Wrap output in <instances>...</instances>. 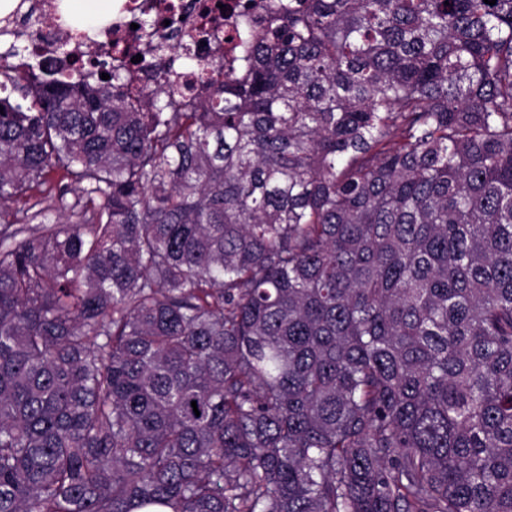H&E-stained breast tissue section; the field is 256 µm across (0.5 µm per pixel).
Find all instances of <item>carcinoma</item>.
I'll use <instances>...</instances> for the list:
<instances>
[{
  "mask_svg": "<svg viewBox=\"0 0 512 512\" xmlns=\"http://www.w3.org/2000/svg\"><path fill=\"white\" fill-rule=\"evenodd\" d=\"M135 23L0 68V512H512V0Z\"/></svg>",
  "mask_w": 512,
  "mask_h": 512,
  "instance_id": "carcinoma-1",
  "label": "carcinoma"
}]
</instances>
